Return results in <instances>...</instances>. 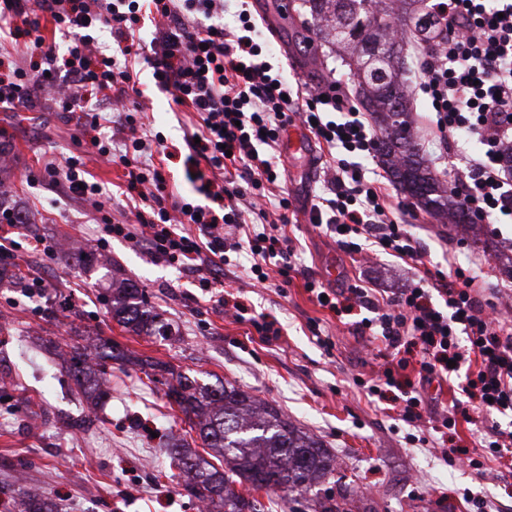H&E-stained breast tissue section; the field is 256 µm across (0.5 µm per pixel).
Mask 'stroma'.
Masks as SVG:
<instances>
[{
	"mask_svg": "<svg viewBox=\"0 0 512 512\" xmlns=\"http://www.w3.org/2000/svg\"><path fill=\"white\" fill-rule=\"evenodd\" d=\"M301 21L298 11H289L270 43L272 64L314 90L337 82L353 100L354 79L335 57L311 66L304 44L293 38ZM152 73L142 64V121L183 146L198 116L170 105ZM69 156L82 158L111 193L112 218L124 220L130 203L121 194L123 167L102 163L69 113L0 109V202L22 215L25 232L63 245L47 260L18 250L7 271L21 275L23 286L9 277L0 281V512H16L17 501L31 494L42 495L54 512H198L168 456L169 444L185 440L188 426L139 366L146 357L203 383L231 382L281 409L335 456V472L312 493L257 491L265 512H321L341 487L354 500L353 512H470L467 492L512 512V473L502 472L497 461L486 460L480 471L447 463L429 424L407 425L368 403L353 380L370 378L382 362L367 339L306 292L305 276L281 292L253 287L242 267H225V290L239 294L252 314L278 320L280 339L262 341L248 323L215 308L189 278L154 262L144 247L104 239L98 213L54 189L44 170L47 162L60 166ZM320 159L315 144L309 154L280 156L281 186L299 209L287 232L297 240L305 275L335 289L359 282L388 292L412 286L418 276L411 266L384 254L352 260L324 229L309 224L306 210L326 188ZM388 191L403 205L402 218L419 238L430 270H445L447 257H454L483 299L512 310V223L483 224L474 236L441 226L396 186ZM80 254L88 256L86 265L72 263ZM116 273L145 289L174 336H139L113 320L104 293ZM35 278L43 281L44 294H28L25 284ZM314 323L330 335L332 352L317 345ZM101 338L112 346L111 356L101 360L110 394L94 408L79 392L68 360L71 345L91 349ZM18 472L26 474L25 482L15 481Z\"/></svg>",
	"mask_w": 512,
	"mask_h": 512,
	"instance_id": "1",
	"label": "stroma"
}]
</instances>
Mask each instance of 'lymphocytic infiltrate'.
<instances>
[{
  "instance_id": "obj_1",
  "label": "lymphocytic infiltrate",
  "mask_w": 512,
  "mask_h": 512,
  "mask_svg": "<svg viewBox=\"0 0 512 512\" xmlns=\"http://www.w3.org/2000/svg\"><path fill=\"white\" fill-rule=\"evenodd\" d=\"M432 11L446 34L420 54L418 89L431 105L426 131L443 143L463 133L479 143L478 151L456 152L451 161L454 198L473 221L512 218V0H435ZM223 12L224 0H0V32L15 41L29 37L28 48L39 57L29 65L8 61L0 73V106L34 110L46 89L65 112L89 98L105 102V109L85 115L91 142L105 163L124 167L128 193L142 202L135 223L108 221L106 232L146 245L154 259L191 274L203 291L220 286L215 271L232 252L246 255L264 288H285L297 273L286 232L296 207L288 193L273 191L280 174L275 149L297 121L333 161L311 223L325 227L347 254L361 253L368 241L421 265L423 247L397 218L401 204L363 165L375 158L376 139L362 112L339 95L323 97L288 81L269 62L248 10L231 28L215 23ZM145 13L157 23L150 58L156 83L200 118L185 136V171L204 195L202 205L170 191L153 161L164 138L134 117L141 109L130 100L142 51L136 32ZM46 22L68 35L65 48L41 35ZM61 59L69 74L63 85L56 79ZM115 120L124 130L117 149L98 135ZM65 168L60 187L105 210L103 190L83 162L70 157ZM250 214L261 230L250 229ZM271 265L278 281L270 279ZM472 283L452 260L447 271H424L394 297L363 285L328 289L311 276L304 287L329 310H366L353 329L379 342L385 360L380 375L355 381L367 397L400 394L399 417L415 426L429 409L428 388L460 378V395L437 415L435 432L483 416L481 448L511 470L512 429L502 422L512 419V317L487 312Z\"/></svg>"
}]
</instances>
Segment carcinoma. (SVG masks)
<instances>
[{
  "mask_svg": "<svg viewBox=\"0 0 512 512\" xmlns=\"http://www.w3.org/2000/svg\"><path fill=\"white\" fill-rule=\"evenodd\" d=\"M343 0H303L323 41L336 47V59L356 76L355 95L380 130L378 153L394 182L428 213L449 224H467V212L427 164L410 121L411 70L401 58L399 29L413 33L414 19L425 0H349L353 26L346 30L339 7ZM112 318L125 329L167 335L169 324L154 312L135 283H112ZM109 347L74 349L70 372L88 380L86 366ZM151 375L165 379L169 401L178 406L205 448L224 458L225 469L190 449L170 448L169 454L186 477L190 492L206 512H260L257 501L237 486L252 490L306 491L335 470L323 445L296 427L273 405L228 382L201 384L168 363L149 360Z\"/></svg>",
  "mask_w": 512,
  "mask_h": 512,
  "instance_id": "cac0c4a2",
  "label": "carcinoma"
}]
</instances>
